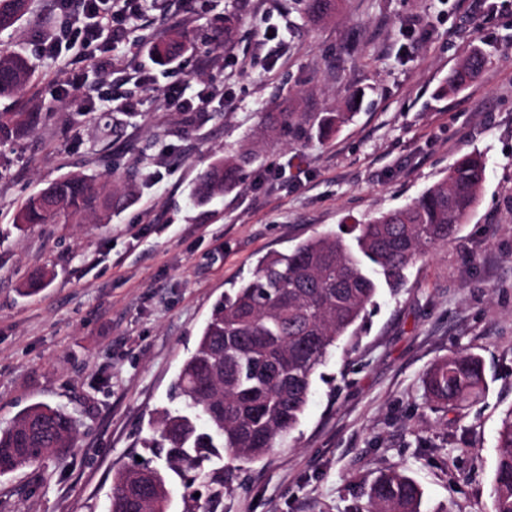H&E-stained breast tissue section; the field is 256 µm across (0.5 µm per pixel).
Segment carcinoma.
Returning <instances> with one entry per match:
<instances>
[{"label":"carcinoma","mask_w":512,"mask_h":512,"mask_svg":"<svg viewBox=\"0 0 512 512\" xmlns=\"http://www.w3.org/2000/svg\"><path fill=\"white\" fill-rule=\"evenodd\" d=\"M313 20L330 17L340 0H301ZM30 0H0V31L13 27ZM186 49L180 32L152 47L159 61L171 59L172 46ZM487 57L473 49L449 73L442 92L465 88L485 68ZM34 69L21 54H0V96L23 91ZM352 117L324 112L316 133L327 138ZM38 112H1L0 139L24 136L39 125ZM286 128L302 130L295 112H267V135ZM243 151L213 161L192 191L194 201L209 202L232 189L250 164ZM486 179L478 154L465 155L446 175L403 207L355 224L347 236L323 233L286 252L262 256L250 280L224 292L184 362L173 386L174 408L158 412L157 437L148 448L165 454V469L124 467L112 484V508L124 512H167L172 497L167 471H194L224 486V468L260 460L297 428L312 396L314 377L329 351L357 334L367 306L380 290L404 286L405 272L420 258L453 240L473 211ZM133 199V189L107 190L96 175L71 174L46 185L21 204L16 222L24 226L79 223L99 209L108 221ZM425 385L431 401L446 407L477 398L485 389L484 366L473 353L448 356L432 366ZM78 435L68 411L45 403L25 408L0 428V461L14 472L53 461ZM497 459L492 512H512V408L496 432ZM422 490L404 473L382 474L371 486L365 512H421Z\"/></svg>","instance_id":"1"}]
</instances>
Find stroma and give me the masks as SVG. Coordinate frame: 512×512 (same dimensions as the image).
Listing matches in <instances>:
<instances>
[{
  "label": "stroma",
  "instance_id": "obj_1",
  "mask_svg": "<svg viewBox=\"0 0 512 512\" xmlns=\"http://www.w3.org/2000/svg\"><path fill=\"white\" fill-rule=\"evenodd\" d=\"M228 18L234 40L206 53ZM61 22L54 0H33L0 32V51L25 54L40 76L0 97V112L42 115L0 143V428L42 402L70 412L79 435L48 467L0 475V512H108L114 473L151 458L183 360L260 256L401 207L474 152L486 181L456 239L407 270L397 294L379 293L321 367L298 427L234 472L217 512H364L388 470L420 486L422 512H491L496 431L512 408V0H344L318 24L298 0H150L127 46L100 47L102 74L78 44L40 55ZM269 28L277 40L265 41ZM171 31L193 46L155 63L150 48ZM475 47L489 56L482 73L438 96ZM77 77L136 111H75L85 88L69 103L57 88ZM180 80L214 89L206 111L166 103ZM357 95L328 139L259 134L263 113L343 112ZM251 145L259 157L242 182L194 204L209 163ZM112 171L135 195L110 223L19 228L21 201L49 181ZM37 273L44 284L28 293ZM457 352L482 358L485 391L432 407L425 374Z\"/></svg>",
  "mask_w": 512,
  "mask_h": 512
}]
</instances>
